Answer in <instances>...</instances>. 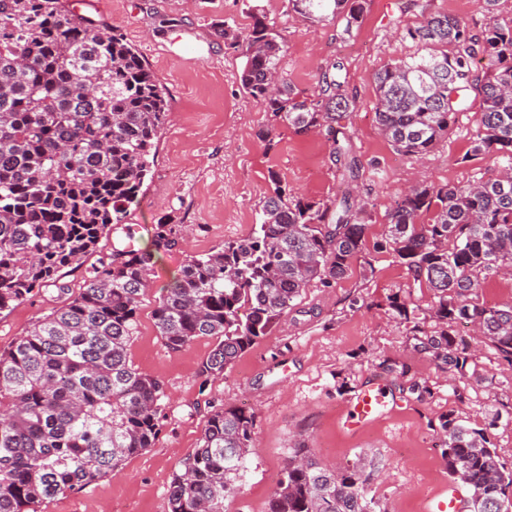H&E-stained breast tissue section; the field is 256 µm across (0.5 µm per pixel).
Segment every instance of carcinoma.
I'll return each instance as SVG.
<instances>
[{
  "mask_svg": "<svg viewBox=\"0 0 512 512\" xmlns=\"http://www.w3.org/2000/svg\"><path fill=\"white\" fill-rule=\"evenodd\" d=\"M367 0H288L311 22L360 27ZM242 36L218 31L224 44L245 42L238 81L274 119L299 134L324 131L333 154L353 101L332 62L316 98L300 97L278 78L285 42L251 7ZM421 53L375 77L380 130L397 152L420 158L448 135L464 91L480 119L473 155L494 154L504 170L465 185L418 182L389 213L387 238L412 284L432 292L428 311L392 297L389 309L410 325L413 349L448 375H463L468 343L455 326L478 324L480 336L512 361V303L488 307L479 291L490 273L512 271V18L496 15L481 34L447 13L422 14L408 31ZM480 57L496 65L483 75ZM168 112L165 90L117 32L62 0H0V313L34 291L56 287L60 305L0 350V512H38L59 495L118 471L159 433L165 388L133 368L128 347L137 309L159 252L178 244L176 225H155L149 249L102 254L78 291L61 269L96 251L111 224L136 200ZM262 221L240 241L191 258L154 311L173 350L216 339L201 374H221L281 324L302 291L348 275L365 259L366 204L335 206L292 199L279 175ZM254 417L228 407L211 414L198 448L167 491L168 512H224L251 453ZM448 476L469 495L467 512H512V471L485 434L451 414L439 417ZM378 466L362 457L322 468L307 448L292 449L269 512H384L369 495Z\"/></svg>",
  "mask_w": 512,
  "mask_h": 512,
  "instance_id": "1",
  "label": "carcinoma"
}]
</instances>
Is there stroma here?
Masks as SVG:
<instances>
[{
  "mask_svg": "<svg viewBox=\"0 0 512 512\" xmlns=\"http://www.w3.org/2000/svg\"><path fill=\"white\" fill-rule=\"evenodd\" d=\"M258 4L286 40L283 77L304 95H315L330 62L343 63L345 89L354 101L344 126L361 165L357 180L342 177L325 133H296L241 89L243 54L225 47L217 31L227 25L246 32L252 24L246 0H81L80 13L122 34L137 50L169 104L154 165L125 218L134 235L125 238L122 225L113 224L101 245L107 251L122 242L149 248L154 224L169 221L178 226L181 246L155 256L129 346L133 366L166 390L157 439L120 474L59 496L42 512H168L167 491L182 460L198 447L208 417L229 406L252 413L254 425L252 453L224 512H268L288 450L300 440L330 470L361 455L375 458L379 472L369 490L384 512H427L434 496L454 486L441 436L429 426L448 413L483 430L512 470V364L466 324L457 332L472 345L469 366L482 383L468 375L449 379L433 357L416 353L388 299L425 307L431 294L411 286L391 250L367 251L376 270L372 279H363L356 266L330 286L306 288L279 327L222 374H200L214 339L173 350L159 336L154 311L187 260L245 239L259 224L272 191L269 171L298 199L327 205L345 196L364 199L372 244L385 237L397 190L418 180L463 184L491 177L503 165L494 155H471L478 128L474 100L417 162L395 151L376 118L375 75L415 52L407 31L422 8L457 15L478 33L489 21L485 0H368L350 36L341 22L316 24L289 14L286 0ZM56 296L55 289H43L1 312L0 349L48 314ZM386 360L396 363L395 372L382 370ZM375 379L395 397L394 410L362 428H345L352 395ZM415 381L427 385L430 395L411 394Z\"/></svg>",
  "mask_w": 512,
  "mask_h": 512,
  "instance_id": "35a3bbf8",
  "label": "stroma"
}]
</instances>
